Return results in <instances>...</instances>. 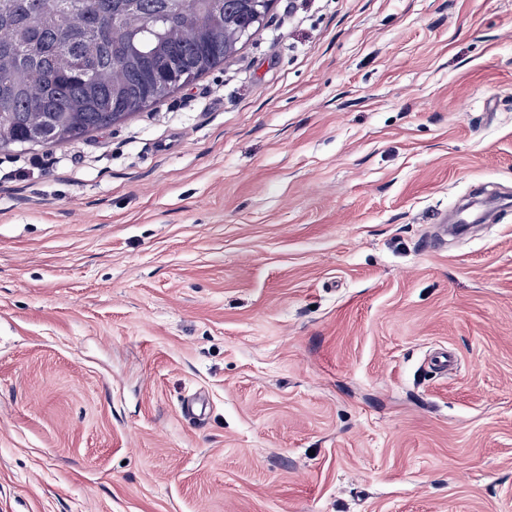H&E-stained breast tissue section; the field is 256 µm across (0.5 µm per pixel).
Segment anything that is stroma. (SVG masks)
<instances>
[{
  "label": "stroma",
  "mask_w": 512,
  "mask_h": 512,
  "mask_svg": "<svg viewBox=\"0 0 512 512\" xmlns=\"http://www.w3.org/2000/svg\"><path fill=\"white\" fill-rule=\"evenodd\" d=\"M0 512H512V0H275L0 150Z\"/></svg>",
  "instance_id": "35a3bbf8"
}]
</instances>
